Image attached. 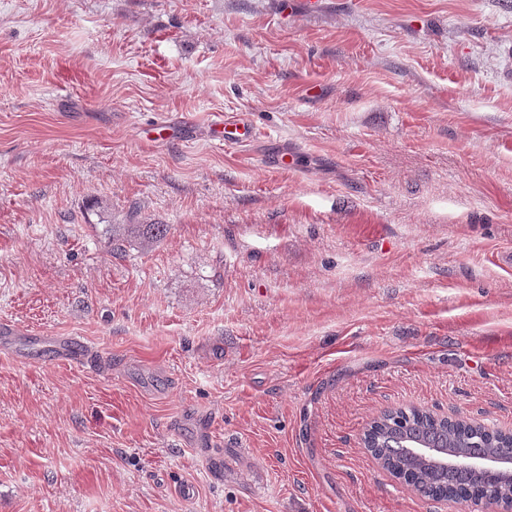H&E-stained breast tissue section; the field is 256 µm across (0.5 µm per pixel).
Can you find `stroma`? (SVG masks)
I'll use <instances>...</instances> for the list:
<instances>
[{
  "instance_id": "1",
  "label": "stroma",
  "mask_w": 512,
  "mask_h": 512,
  "mask_svg": "<svg viewBox=\"0 0 512 512\" xmlns=\"http://www.w3.org/2000/svg\"><path fill=\"white\" fill-rule=\"evenodd\" d=\"M1 322L0 512H464L361 437L512 429V0H0ZM221 127L223 130H221ZM212 130L221 134L217 138L224 145H236L239 142L248 140L254 131L253 126L244 120L226 124L220 121L213 125ZM106 233L112 243V249L121 251L126 243H138L149 246L160 242L168 233L165 224H109ZM14 325L8 323L0 324V342L4 345H10L17 340H23L31 346L48 345L55 349L57 353L68 360H74L80 363L88 354L86 347L74 342L72 338L64 336H24Z\"/></svg>"
}]
</instances>
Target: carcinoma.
<instances>
[{
    "instance_id": "carcinoma-1",
    "label": "carcinoma",
    "mask_w": 512,
    "mask_h": 512,
    "mask_svg": "<svg viewBox=\"0 0 512 512\" xmlns=\"http://www.w3.org/2000/svg\"><path fill=\"white\" fill-rule=\"evenodd\" d=\"M112 249L127 243L149 246L168 233L166 224H108ZM365 447L382 462L405 474V483L425 496L448 490L464 498L512 494L506 473L455 469L448 458L456 455L503 456L512 452V432L466 421H449L412 407L382 412L364 434Z\"/></svg>"
}]
</instances>
